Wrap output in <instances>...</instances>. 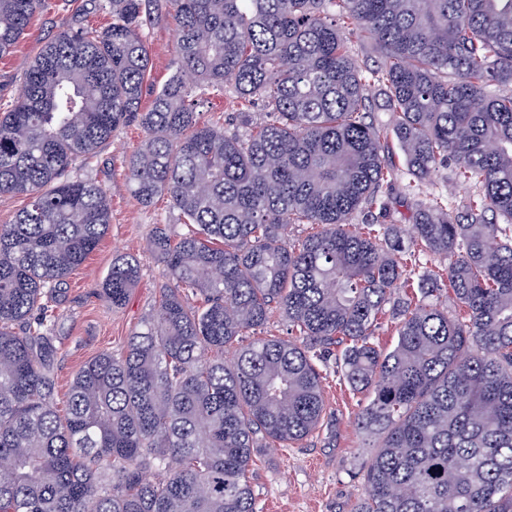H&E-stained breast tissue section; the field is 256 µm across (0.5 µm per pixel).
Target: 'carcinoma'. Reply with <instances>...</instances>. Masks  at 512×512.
Instances as JSON below:
<instances>
[{
	"mask_svg": "<svg viewBox=\"0 0 512 512\" xmlns=\"http://www.w3.org/2000/svg\"><path fill=\"white\" fill-rule=\"evenodd\" d=\"M86 2L112 23L45 41L0 109V194L30 198L0 227V512H258L253 449L322 428L319 364L338 343L368 398L357 429L379 439L355 512H512V0H166L175 70L145 112L152 0ZM45 3L0 0V58ZM224 85L271 120L202 123L197 91ZM133 122L125 186L168 197L185 232L155 227L168 283L61 414L57 309L111 223L75 164ZM443 164L468 189L452 204L415 192ZM402 180L409 238L352 223ZM294 224L318 230L294 242ZM428 256L453 310L434 285L399 297ZM138 278L115 257L103 298L123 307ZM274 309L294 339L244 342Z\"/></svg>",
	"mask_w": 512,
	"mask_h": 512,
	"instance_id": "1",
	"label": "carcinoma"
}]
</instances>
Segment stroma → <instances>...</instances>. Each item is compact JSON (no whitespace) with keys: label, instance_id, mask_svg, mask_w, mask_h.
Listing matches in <instances>:
<instances>
[{"label":"stroma","instance_id":"obj_1","mask_svg":"<svg viewBox=\"0 0 512 512\" xmlns=\"http://www.w3.org/2000/svg\"><path fill=\"white\" fill-rule=\"evenodd\" d=\"M48 2L47 9L32 19L14 54L0 59V104L17 94L21 62L34 57L45 39L79 22L64 0ZM145 34L151 47L149 82L158 88L173 73L175 22L167 10H160ZM142 138L138 125L118 129L110 144L84 168L86 174L109 189L112 218L98 249L70 275L66 298L59 309L56 371L57 400L61 403L76 372L101 352H120L158 297L165 281L163 265L147 248L154 227L166 225L174 236L183 230L167 198H158L146 207L124 186L125 158ZM121 254L138 260L140 279L128 303L114 309L99 292L113 258ZM325 372L326 422L321 430L288 448L253 451L250 476L259 512H353L365 492L363 471L376 442L362 440L356 429L355 418L364 398L340 380L336 362H329Z\"/></svg>","mask_w":512,"mask_h":512}]
</instances>
